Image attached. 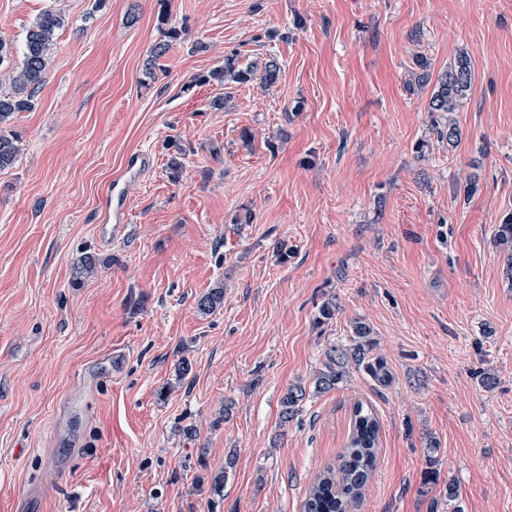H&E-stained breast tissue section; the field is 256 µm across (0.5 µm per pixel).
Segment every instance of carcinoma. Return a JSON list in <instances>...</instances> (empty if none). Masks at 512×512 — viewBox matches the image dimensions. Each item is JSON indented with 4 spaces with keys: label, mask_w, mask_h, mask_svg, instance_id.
Segmentation results:
<instances>
[{
    "label": "carcinoma",
    "mask_w": 512,
    "mask_h": 512,
    "mask_svg": "<svg viewBox=\"0 0 512 512\" xmlns=\"http://www.w3.org/2000/svg\"><path fill=\"white\" fill-rule=\"evenodd\" d=\"M64 18L53 7L42 10L26 28L21 65L13 72L10 91L0 92V171L14 166L18 154L17 138L5 131V124L17 112H29L35 106L37 94L45 83L51 51L57 31ZM281 72L276 58L251 61L242 66L237 55L224 59V65L200 77V81L232 85L259 80L265 86L277 82ZM472 87L471 62L460 54L436 80L428 109L432 113L457 111ZM498 244L512 250V215L494 230ZM224 302V289L213 288L198 300V308L212 312ZM374 341L370 327L362 322L352 326L347 348L333 349L328 354L325 371L314 381L315 391L325 393L344 381L349 363L364 368L377 383L388 385L390 372L382 359L371 356ZM306 390L301 385L289 387L280 400V426L288 428L301 413ZM380 442V422L373 408L356 401L350 408L347 442L335 463L325 466L310 485L303 503V512H355L362 490L373 472Z\"/></svg>",
    "instance_id": "cac0c4a2"
}]
</instances>
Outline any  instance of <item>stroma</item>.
<instances>
[{"mask_svg":"<svg viewBox=\"0 0 512 512\" xmlns=\"http://www.w3.org/2000/svg\"><path fill=\"white\" fill-rule=\"evenodd\" d=\"M49 5L65 24L0 172V512H301L358 399L381 444L356 512H512V0H0L12 66ZM234 52L277 83H201ZM462 52L452 147L427 107ZM357 321L390 384L350 367L280 429ZM122 182V178L114 179L105 196L110 201V204L112 203V224H104L101 231L102 238L105 241L112 240V238L121 235L125 230L126 204L124 202ZM306 397V390L300 384L288 387L280 400V426L288 428L301 413V404Z\"/></svg>","mask_w":512,"mask_h":512,"instance_id":"stroma-1","label":"stroma"}]
</instances>
